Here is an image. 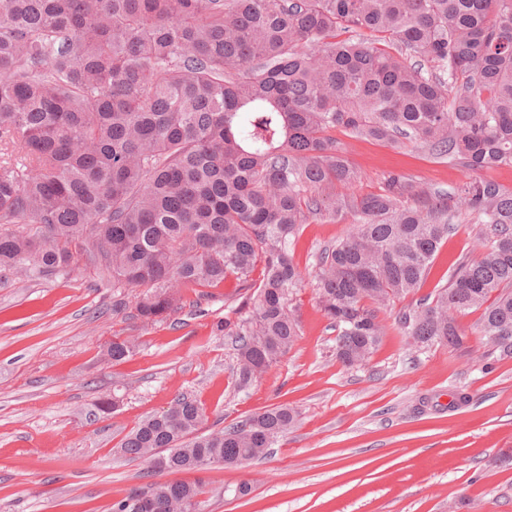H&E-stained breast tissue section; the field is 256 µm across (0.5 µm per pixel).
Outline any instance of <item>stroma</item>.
Instances as JSON below:
<instances>
[{
  "instance_id": "stroma-1",
  "label": "stroma",
  "mask_w": 512,
  "mask_h": 512,
  "mask_svg": "<svg viewBox=\"0 0 512 512\" xmlns=\"http://www.w3.org/2000/svg\"><path fill=\"white\" fill-rule=\"evenodd\" d=\"M344 144L359 180L319 193L345 208L309 218L289 247L304 275L299 339L246 389L224 328L243 305L233 282L191 289L180 310L145 321L134 292L87 260L63 278H0V512H112L147 482V463L119 453L122 439L182 393L203 407L207 432L279 405L299 413L265 457L204 471L200 512H512V359L486 356L479 312L459 316L470 349L452 352L403 335L397 301L368 365L346 367L314 278L321 249L354 222L352 201L381 193L390 176L448 191L490 179L512 191V167L471 171L410 145ZM481 253L477 225L459 219L420 295L444 285L460 256ZM116 336L135 339L133 356L108 357ZM112 398L117 408L101 413ZM243 481L251 491L236 495Z\"/></svg>"
}]
</instances>
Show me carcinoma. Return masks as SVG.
<instances>
[{
    "label": "carcinoma",
    "instance_id": "obj_1",
    "mask_svg": "<svg viewBox=\"0 0 512 512\" xmlns=\"http://www.w3.org/2000/svg\"><path fill=\"white\" fill-rule=\"evenodd\" d=\"M338 129L468 170L512 166V0H0V276H65L86 257L112 287L143 289L144 320L181 309L185 288L232 280L253 291L249 314L225 323L243 390L298 340L289 245L344 204L316 189L357 180ZM352 208L315 275L336 360L368 361L381 313L415 295L462 213L480 259L461 257L396 324L458 351L457 317L478 311L488 355L512 359V192L474 181L450 208L447 192L394 175ZM135 348L115 336L107 355ZM203 420L179 395L132 429L122 455L157 448L168 467L112 512L141 495L154 512H199L201 481L160 476L259 459L298 412L208 434Z\"/></svg>",
    "mask_w": 512,
    "mask_h": 512
}]
</instances>
